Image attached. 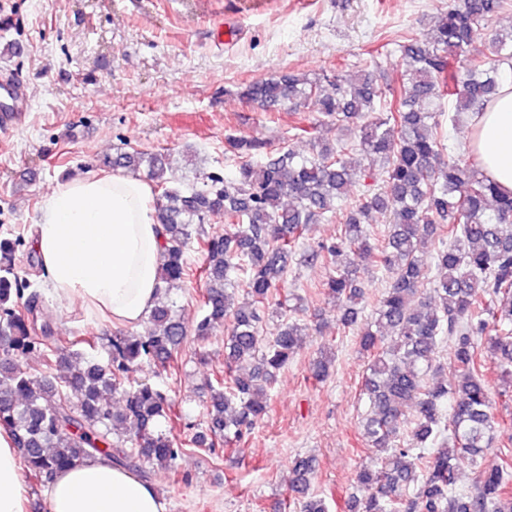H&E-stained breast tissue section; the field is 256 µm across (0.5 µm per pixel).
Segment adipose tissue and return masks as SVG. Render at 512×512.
I'll return each instance as SVG.
<instances>
[{
    "label": "adipose tissue",
    "instance_id": "obj_1",
    "mask_svg": "<svg viewBox=\"0 0 512 512\" xmlns=\"http://www.w3.org/2000/svg\"><path fill=\"white\" fill-rule=\"evenodd\" d=\"M470 126L486 174L512 192V80ZM152 196L143 179L96 174L68 179L44 198L32 238L56 297L126 324L144 318L163 260ZM20 471L18 449L0 432V512H26ZM46 503L47 512H166L152 486L100 457L60 471Z\"/></svg>",
    "mask_w": 512,
    "mask_h": 512
}]
</instances>
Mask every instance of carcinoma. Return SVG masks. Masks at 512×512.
<instances>
[{"label":"carcinoma","mask_w":512,"mask_h":512,"mask_svg":"<svg viewBox=\"0 0 512 512\" xmlns=\"http://www.w3.org/2000/svg\"><path fill=\"white\" fill-rule=\"evenodd\" d=\"M504 0H445L441 16L422 40L400 45L399 91L381 86L370 73H336L335 91L319 78L294 74L245 85L241 98L266 111H318L354 143L313 142L311 151L264 152L257 140H230L238 159L234 173H204L201 185L184 191L167 154L137 150L106 156L102 164L142 175L161 193L153 200L164 242L158 293L142 335L110 339L101 362L72 350L44 326L36 335L37 294L24 295L13 243L0 245V429L21 452L30 478L50 483L61 470L101 455L116 464L144 457L172 472L191 445L211 453L238 450L269 409L268 389L301 349L305 325L280 324L265 340L270 309L293 255L310 224L337 218L338 236L318 246L306 262L332 267L326 295L339 303V325L357 328L358 344L370 356L363 389L370 410L363 432L378 458L360 468L350 496L351 512H512V458L479 470L474 491L457 487V461L483 459L495 438L496 420L483 379L486 362L512 377V193H503L483 171L474 151L445 158L442 106L451 121L480 112L512 77V28L489 35V54L469 60L465 75L451 62L486 29ZM358 151L379 162V173L350 162ZM384 178L378 192L366 178ZM361 186L360 194H349ZM374 212L389 215L380 246L366 227ZM217 214L238 226L207 233ZM438 237L435 253L420 250ZM204 255L199 340L230 321L224 339V376L207 384L204 426L189 424L184 441L160 430L173 421L166 379L175 369L187 336L170 299L176 281L193 276L187 260L191 240ZM374 261L387 285L371 320L363 319L364 288L359 263ZM450 342L452 376L435 381L444 342ZM37 353L46 367L79 359L56 381L33 377L20 362ZM157 369V381L126 388L142 363ZM316 459L299 456L289 492L297 512H328L310 492Z\"/></svg>","instance_id":"carcinoma-1"}]
</instances>
